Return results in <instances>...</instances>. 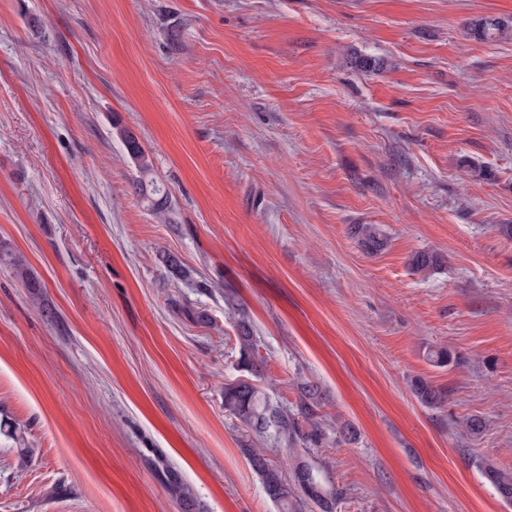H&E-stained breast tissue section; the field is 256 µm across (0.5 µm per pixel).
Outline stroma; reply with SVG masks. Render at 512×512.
I'll list each match as a JSON object with an SVG mask.
<instances>
[{
	"mask_svg": "<svg viewBox=\"0 0 512 512\" xmlns=\"http://www.w3.org/2000/svg\"><path fill=\"white\" fill-rule=\"evenodd\" d=\"M484 17L512 0H0V249L39 283L0 264V512H183L157 450L200 512H277L224 409L263 378L293 416L318 383L263 448L327 467L336 512H512L479 468L512 469V34ZM508 27L495 18H485L475 23L471 34L479 40H493L507 33ZM122 139L128 155L134 160L140 172L138 179L131 185L132 193L149 211L167 222L166 224L172 223L168 216L171 208L169 190L151 176L152 162L137 139L127 131L122 132ZM351 234L367 251L376 253L384 249L387 243L386 235L377 224H354ZM413 393L417 399L428 407H439L445 401V393L426 380L419 379L413 385ZM300 408L305 417H312L322 401L321 391L317 383L303 382L299 386Z\"/></svg>",
	"mask_w": 512,
	"mask_h": 512,
	"instance_id": "obj_1",
	"label": "stroma"
}]
</instances>
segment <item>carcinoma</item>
<instances>
[{"instance_id": "obj_1", "label": "carcinoma", "mask_w": 512, "mask_h": 512, "mask_svg": "<svg viewBox=\"0 0 512 512\" xmlns=\"http://www.w3.org/2000/svg\"><path fill=\"white\" fill-rule=\"evenodd\" d=\"M508 27L495 18H485L474 24L471 34L479 40H493L507 33ZM125 149L137 165L140 176L132 185V193L153 214L167 223H172L169 217V190L152 177L153 165L146 152L129 132H122ZM351 234L367 251L376 253L384 249L387 243L386 235L376 224H354ZM6 261L14 267L17 275L25 280L27 287L38 288L40 284L29 278L27 269L22 261L11 253L0 251V261ZM161 261L168 272L179 280L191 278L193 270L182 264L174 255L166 253ZM300 408L306 417H312L322 401L321 391L314 382H303L299 386ZM413 393L417 399L428 407H439L445 401V393L431 383L420 379L413 385ZM224 410L237 418L254 435L260 436L275 427L288 438L296 436V423L288 415L272 408L268 397L260 386L247 380L224 385ZM245 454L256 474L261 478L268 498L277 506L279 512H303L307 503H313L321 512H335L336 505L341 499L333 481L324 475L322 470L302 461L292 463L293 479L288 482L283 479L280 469L272 465L265 456L254 448L245 449ZM484 478L494 487L499 496L507 503L512 502V471L502 470L493 464H481ZM170 484L178 493L185 512H194L196 501L191 489L179 484L176 477H171Z\"/></svg>"}]
</instances>
